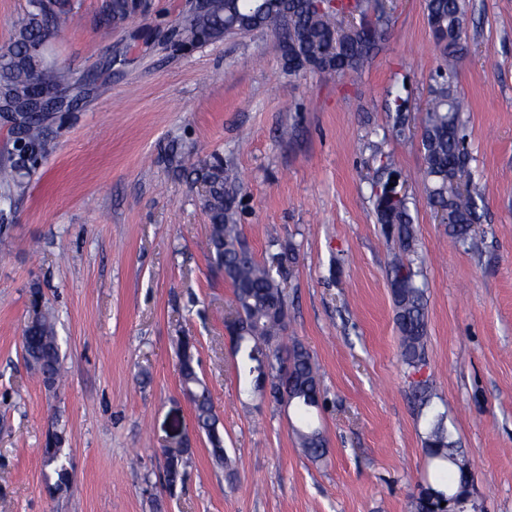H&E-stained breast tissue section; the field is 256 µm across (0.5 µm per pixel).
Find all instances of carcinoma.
<instances>
[{
    "mask_svg": "<svg viewBox=\"0 0 512 512\" xmlns=\"http://www.w3.org/2000/svg\"><path fill=\"white\" fill-rule=\"evenodd\" d=\"M365 0H326L317 9L313 0H213L204 13L188 9L186 15L167 35L174 47L202 45L224 34L272 29L282 33L295 53L319 63L321 70L338 75L360 74L370 63L378 43L385 37L388 20L364 22L360 26L335 29L330 18L364 13ZM427 19L434 37L446 55L454 52L463 30L466 0H426ZM64 0H29V10L20 23L12 42L0 48V100L6 102L27 94L33 80L67 89L81 79L69 70L45 69L28 53V47L61 31L66 22ZM455 70L448 62V74L431 89L422 124L421 149L425 164L428 201L448 210V228L452 243L468 251L479 250V240L472 224L479 219L477 204L470 191L448 195V185H469L467 152L461 134L463 112L467 105L454 89ZM44 118L30 119L23 131L28 152L25 162H14L0 171L3 181L17 191H24L22 171L34 163L44 147ZM195 181L207 185L199 197L200 207L208 216V248L215 266L224 271L234 289L237 323L244 331L237 352V370L247 392L260 394L269 388L270 396L279 401L287 393L292 404L303 413L318 407L324 394L317 367L310 353L300 344L285 349L279 343L286 329L288 301L277 275L282 273L283 259L273 258L276 265L260 261L246 244L237 224L235 200L239 187L236 175L216 157L195 170ZM374 206L378 221L394 228L399 250L390 260L393 274L392 298L395 322L401 334L402 362L416 372L425 365L427 317L425 289L418 285V252L408 198L392 201L386 186L375 193ZM24 357L38 375L50 374L58 381L61 372L60 346L55 322L49 313L24 330ZM182 384L194 403L195 419L211 447L223 442L208 390L196 370L194 358L178 346ZM422 407H431L433 382H416ZM304 454L317 461L326 454V441L317 428L306 424L296 432ZM424 452L434 471L435 482L429 489L440 494L457 493L468 462L455 448L444 416L434 413L427 421Z\"/></svg>",
    "mask_w": 512,
    "mask_h": 512,
    "instance_id": "carcinoma-1",
    "label": "carcinoma"
}]
</instances>
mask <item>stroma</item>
I'll list each match as a JSON object with an SVG mask.
<instances>
[{
	"label": "stroma",
	"mask_w": 512,
	"mask_h": 512,
	"mask_svg": "<svg viewBox=\"0 0 512 512\" xmlns=\"http://www.w3.org/2000/svg\"><path fill=\"white\" fill-rule=\"evenodd\" d=\"M110 0H69L51 42L86 77L53 113L24 194L0 185V512H416L432 471L416 377L401 360L372 178L391 156L412 201L426 288L424 373L468 459L479 512H512V0H466L454 86L478 193L480 252L452 246L427 200L420 125L445 62L425 0H369L388 34L361 76L288 72L272 30L188 51L163 37L189 0H141L111 23ZM237 171V218L258 260L294 251L285 338L320 367L318 461L294 407L248 396L225 334L232 286L211 262L193 169ZM50 310L64 377L26 365L34 304ZM191 337L227 466L181 384ZM62 429L72 485L51 498L39 450ZM189 441L167 490L164 449ZM297 440L304 454L310 459L317 461L326 454V441L318 428L306 423L304 429L296 432Z\"/></svg>",
	"instance_id": "obj_1"
}]
</instances>
